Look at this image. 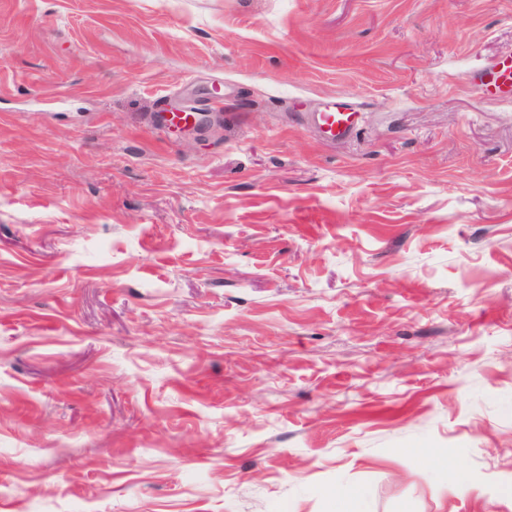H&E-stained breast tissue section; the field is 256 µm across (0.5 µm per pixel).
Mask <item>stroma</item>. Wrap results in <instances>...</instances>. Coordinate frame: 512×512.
Masks as SVG:
<instances>
[{
  "instance_id": "35a3bbf8",
  "label": "stroma",
  "mask_w": 512,
  "mask_h": 512,
  "mask_svg": "<svg viewBox=\"0 0 512 512\" xmlns=\"http://www.w3.org/2000/svg\"><path fill=\"white\" fill-rule=\"evenodd\" d=\"M506 54L512 0H0V512H512ZM481 91L492 98H512V55H505L483 70L478 77ZM166 99L160 100L152 114V125L162 134H173L175 130L198 129L195 126L201 119V112L188 107H172L165 104ZM307 115L314 131L330 144L352 138L361 122V112L345 100L334 99Z\"/></svg>"
}]
</instances>
